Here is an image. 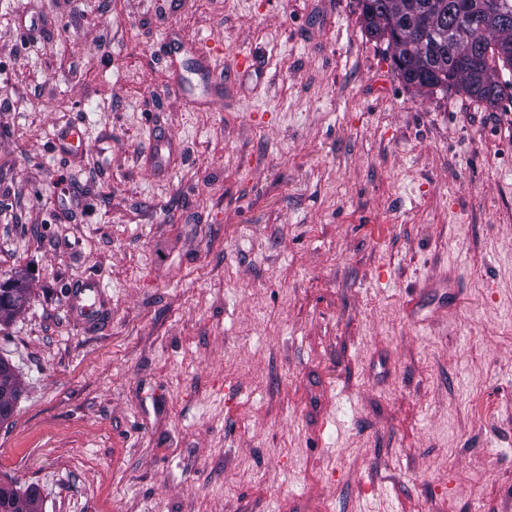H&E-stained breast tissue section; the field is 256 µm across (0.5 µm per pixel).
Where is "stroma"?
Wrapping results in <instances>:
<instances>
[{
  "instance_id": "35a3bbf8",
  "label": "stroma",
  "mask_w": 512,
  "mask_h": 512,
  "mask_svg": "<svg viewBox=\"0 0 512 512\" xmlns=\"http://www.w3.org/2000/svg\"><path fill=\"white\" fill-rule=\"evenodd\" d=\"M174 40L222 101L185 53L171 92ZM0 102V284L31 292L0 483L37 512H512V99L406 86L358 0H0ZM79 290L73 292L71 295V304L73 310L75 311L76 316L79 319H83L84 317L90 316L91 314L97 311V305L100 303V295H99V284L92 281H83L79 286ZM87 292H93L96 297V302L94 305L83 304L84 297Z\"/></svg>"
}]
</instances>
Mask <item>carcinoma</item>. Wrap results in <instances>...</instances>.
Instances as JSON below:
<instances>
[{
    "label": "carcinoma",
    "instance_id": "carcinoma-1",
    "mask_svg": "<svg viewBox=\"0 0 512 512\" xmlns=\"http://www.w3.org/2000/svg\"><path fill=\"white\" fill-rule=\"evenodd\" d=\"M426 0H359L365 31L383 40L391 50L394 70L403 81L422 94L454 88L468 98L496 108L512 87L499 80V71L512 72V23L470 26L477 12L494 10L512 16V0H439L442 10L424 9ZM411 17L420 32L415 42L407 40L401 22ZM30 301L23 278L0 286V324L8 323ZM0 373L13 399L21 386L9 363L0 359ZM35 495L7 487L10 512H24V500Z\"/></svg>",
    "mask_w": 512,
    "mask_h": 512
}]
</instances>
